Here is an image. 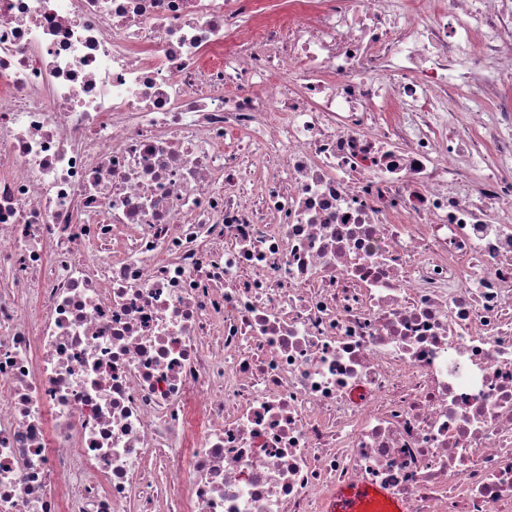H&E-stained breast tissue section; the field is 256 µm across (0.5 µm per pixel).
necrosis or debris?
I'll return each mask as SVG.
<instances>
[{"instance_id":"necrosis-or-debris-1","label":"necrosis or debris","mask_w":512,"mask_h":512,"mask_svg":"<svg viewBox=\"0 0 512 512\" xmlns=\"http://www.w3.org/2000/svg\"><path fill=\"white\" fill-rule=\"evenodd\" d=\"M0 512H512V0H0ZM390 494L379 486L369 484H348L336 487L326 506V512H364L371 500L387 499Z\"/></svg>"}]
</instances>
